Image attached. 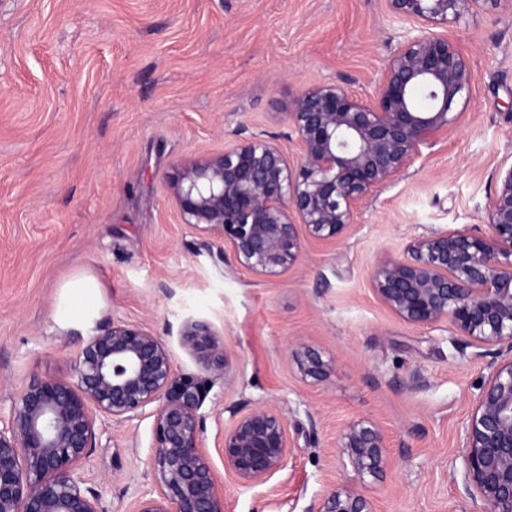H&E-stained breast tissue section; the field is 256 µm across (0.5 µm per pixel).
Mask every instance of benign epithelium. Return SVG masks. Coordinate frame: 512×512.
<instances>
[{
    "label": "benign epithelium",
    "instance_id": "obj_1",
    "mask_svg": "<svg viewBox=\"0 0 512 512\" xmlns=\"http://www.w3.org/2000/svg\"><path fill=\"white\" fill-rule=\"evenodd\" d=\"M387 2L407 25L404 40L371 93L323 84L296 97L288 112L296 159L255 137L175 168L170 189L183 223L220 240L247 271L270 277L292 266L302 248L300 225L317 240L338 238L369 195L456 123L471 67L437 29L497 0ZM371 284L403 321L446 323L454 346L490 358L451 476L481 502V512H512V164L498 172L484 230L463 226L414 238L401 256L374 265ZM182 336L209 369L226 371L227 352L209 323L192 321ZM295 356L314 381L334 366L310 347ZM205 397V386L176 373L149 330L112 323L83 344L71 377L33 378L18 389L0 426V512H99L80 473L97 419L128 420L152 404L156 487L134 512H224L199 447ZM290 448L282 413L241 409L224 434V468L243 484L259 483L284 467ZM336 448L363 476L376 478L387 464L384 435L370 423L344 427ZM308 512L375 510L366 495L338 483Z\"/></svg>",
    "mask_w": 512,
    "mask_h": 512
}]
</instances>
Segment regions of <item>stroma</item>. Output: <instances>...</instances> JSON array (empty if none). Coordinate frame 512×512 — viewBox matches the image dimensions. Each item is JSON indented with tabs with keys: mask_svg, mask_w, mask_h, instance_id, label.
<instances>
[{
	"mask_svg": "<svg viewBox=\"0 0 512 512\" xmlns=\"http://www.w3.org/2000/svg\"><path fill=\"white\" fill-rule=\"evenodd\" d=\"M403 35L387 0H0V418L22 382L69 377L80 347L121 321L208 383L200 440L225 512H307L338 482L376 512H479L451 470L487 362L456 349L447 325L401 320L370 275L413 238L482 229L512 162V0L448 26L473 75L455 127L339 239L304 237L279 276L245 271L184 224L169 189L180 162L255 136L296 155L288 113L301 91L369 93ZM77 278L99 288L75 323ZM190 320L212 325L226 372L183 345ZM302 344L333 359L325 380L303 379L291 356ZM416 373L425 384L413 389ZM256 405L287 417L292 452L269 479L243 485L224 470V434L235 411ZM355 420L386 436L380 480L336 453ZM153 426L149 408L98 419L81 472L99 512H132L152 488Z\"/></svg>",
	"mask_w": 512,
	"mask_h": 512,
	"instance_id": "35a3bbf8",
	"label": "stroma"
}]
</instances>
